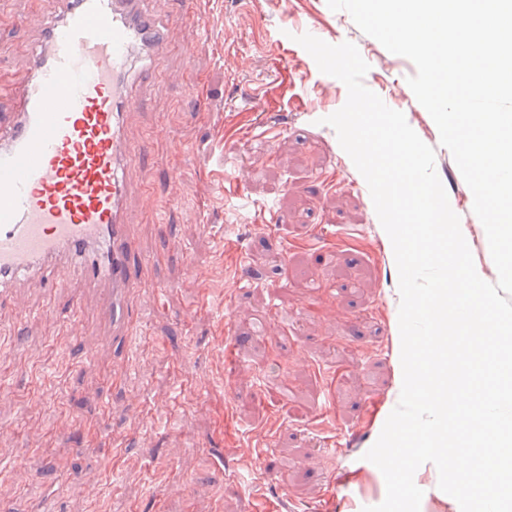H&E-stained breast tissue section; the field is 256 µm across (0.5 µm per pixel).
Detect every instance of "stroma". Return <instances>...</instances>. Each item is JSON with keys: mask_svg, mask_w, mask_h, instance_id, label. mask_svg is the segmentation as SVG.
Here are the masks:
<instances>
[{"mask_svg": "<svg viewBox=\"0 0 512 512\" xmlns=\"http://www.w3.org/2000/svg\"><path fill=\"white\" fill-rule=\"evenodd\" d=\"M59 0H0V75L30 77L32 13ZM209 47L168 36L159 91L132 113L154 174L129 201L152 263L131 304L137 350L88 334L81 281L0 304V512H362L386 496L366 460L402 387L398 270L369 187L325 117L346 86L297 43H354L363 82L435 151L436 172L483 280L498 279L473 194L407 79L414 63L327 0H201ZM294 38L284 41L282 30ZM239 63L225 66V53ZM175 171V182L165 175ZM243 189L225 194V174ZM161 292L160 305L144 298ZM96 475L89 500L86 479ZM418 468L420 512H460Z\"/></svg>", "mask_w": 512, "mask_h": 512, "instance_id": "stroma-1", "label": "stroma"}]
</instances>
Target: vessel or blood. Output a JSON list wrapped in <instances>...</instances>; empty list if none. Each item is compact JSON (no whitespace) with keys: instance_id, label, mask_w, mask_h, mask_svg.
<instances>
[{"instance_id":"vessel-or-blood-1","label":"vessel or blood","mask_w":512,"mask_h":512,"mask_svg":"<svg viewBox=\"0 0 512 512\" xmlns=\"http://www.w3.org/2000/svg\"><path fill=\"white\" fill-rule=\"evenodd\" d=\"M63 0L62 13L31 15L40 34L33 75L22 88L0 80V97L19 106L0 116V297L25 277L76 268L112 319V334L131 339L129 298L140 254L126 216L131 166L145 168L147 152L127 122L142 99L127 83L137 60L149 57L179 25L188 51L201 48L198 0L182 12L167 0Z\"/></svg>"}]
</instances>
